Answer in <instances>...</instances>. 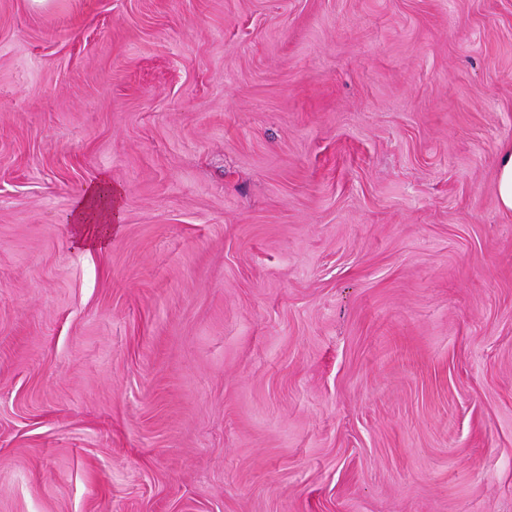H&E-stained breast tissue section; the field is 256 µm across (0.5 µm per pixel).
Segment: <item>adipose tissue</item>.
<instances>
[{"label": "adipose tissue", "mask_w": 512, "mask_h": 512, "mask_svg": "<svg viewBox=\"0 0 512 512\" xmlns=\"http://www.w3.org/2000/svg\"><path fill=\"white\" fill-rule=\"evenodd\" d=\"M117 205L118 191L109 177H99L87 186L69 217L77 238L93 247L105 245L112 236Z\"/></svg>", "instance_id": "obj_1"}]
</instances>
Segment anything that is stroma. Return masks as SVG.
I'll list each match as a JSON object with an SVG mask.
<instances>
[{"label": "stroma", "mask_w": 512, "mask_h": 512, "mask_svg": "<svg viewBox=\"0 0 512 512\" xmlns=\"http://www.w3.org/2000/svg\"><path fill=\"white\" fill-rule=\"evenodd\" d=\"M508 144L512 0H0V512H512ZM496 195L502 211L512 214V144L505 146L498 161ZM118 195V190L112 187V180L105 175L85 187L69 216L75 235L81 242L101 247L110 240Z\"/></svg>", "instance_id": "stroma-1"}]
</instances>
